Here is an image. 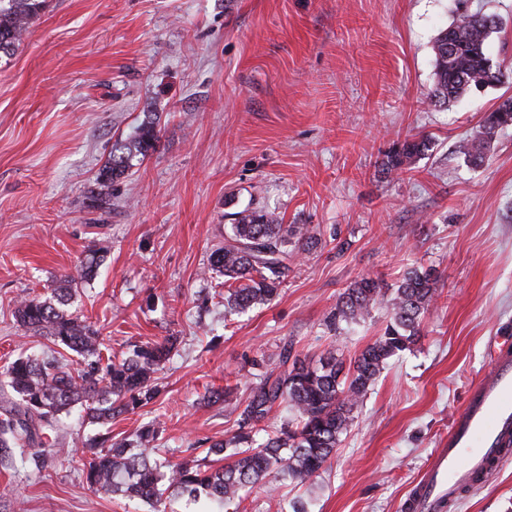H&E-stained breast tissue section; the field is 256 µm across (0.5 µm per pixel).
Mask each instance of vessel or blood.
I'll return each mask as SVG.
<instances>
[{
    "instance_id": "1",
    "label": "vessel or blood",
    "mask_w": 512,
    "mask_h": 512,
    "mask_svg": "<svg viewBox=\"0 0 512 512\" xmlns=\"http://www.w3.org/2000/svg\"><path fill=\"white\" fill-rule=\"evenodd\" d=\"M512 346L502 345L495 364L455 415L447 440L435 449L404 512H445L475 478L495 472L511 451Z\"/></svg>"
}]
</instances>
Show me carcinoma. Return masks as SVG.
<instances>
[{"label":"carcinoma","instance_id":"1","mask_svg":"<svg viewBox=\"0 0 512 512\" xmlns=\"http://www.w3.org/2000/svg\"><path fill=\"white\" fill-rule=\"evenodd\" d=\"M45 0H0V54L12 55L28 29L39 18ZM500 19L480 10L464 11L441 31L433 44L435 84L430 101L446 105L473 89L504 83L512 76L486 66L485 43L500 29ZM512 127V96L486 114L473 136L460 141L459 150L474 164L484 162L491 142ZM158 140L154 123L142 124L128 144L112 152L96 178L97 200L112 204L114 183L133 167ZM428 149L424 138L407 139L386 155L388 171L404 168ZM313 235L304 224H281L271 212L247 207L233 213L224 247L213 253L211 269L224 276V313L235 314L273 300L280 290L289 261L308 250ZM100 262L95 249L79 262L75 273L59 279L51 296L20 301L16 320L24 331L41 336L75 353L86 368L74 372L52 356L20 357L0 373V386L12 393L0 407V448H14L20 458H41L60 444L62 413L79 406L90 422L105 424L116 413L132 411L155 398L154 384L169 359L172 343L148 342L130 355L115 360L103 354L96 331L81 316L67 309L68 301ZM437 296L436 281L428 270L411 268L391 288L363 276L340 294L329 325L360 323L384 305L389 320L383 333L368 344L349 365L330 349L316 363L296 359L288 352L279 363L266 365L244 397L236 388L214 387L208 400L223 402L238 411V429L230 438L213 443L206 457L168 465L153 457L157 431L146 426L132 439L114 440L101 434L87 443L86 479L95 491L138 500L161 512L166 499L196 500L205 496L222 509L241 493L272 474L303 484L330 460L341 436L348 431L370 385L387 361L410 347ZM282 404L293 419L271 430L259 429ZM266 433L262 442L257 431ZM215 455L221 465L209 460Z\"/></svg>","mask_w":512,"mask_h":512}]
</instances>
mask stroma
Instances as JSON below:
<instances>
[{"label": "stroma", "instance_id": "35a3bbf8", "mask_svg": "<svg viewBox=\"0 0 512 512\" xmlns=\"http://www.w3.org/2000/svg\"><path fill=\"white\" fill-rule=\"evenodd\" d=\"M502 32L486 52L512 66V0H476ZM461 0H47L18 50L0 58V369L49 341L15 311L46 295L89 250L103 260L68 309L117 357L177 342L159 394L116 415L113 438L159 427L160 460L201 456L236 430L207 389L255 380L280 353L350 359L386 308L333 331L325 321L362 275L392 285L433 270L440 296L409 349L389 359L330 462L311 480L275 477L238 512H402L468 391L512 334V127L483 164L458 142L512 85L430 105L432 46ZM156 146L91 208L99 168L142 123ZM429 148L403 171L380 164L406 138ZM308 225L317 242L279 295L224 314L209 271L230 215L245 207ZM64 448L39 464L0 449V512H150L95 493L84 471L99 431L63 417ZM453 512H512V459Z\"/></svg>", "mask_w": 512, "mask_h": 512}]
</instances>
